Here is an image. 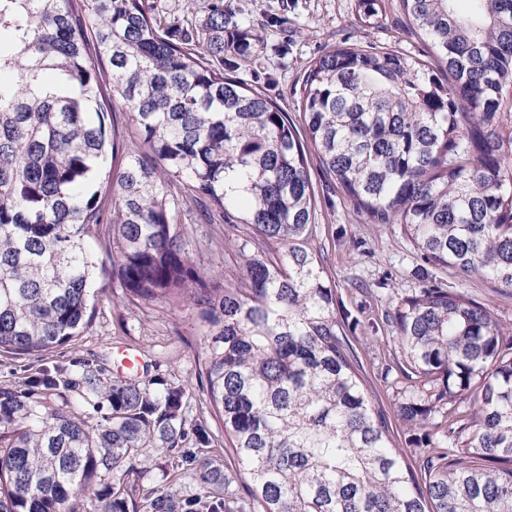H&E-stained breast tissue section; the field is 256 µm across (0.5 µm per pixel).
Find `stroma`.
<instances>
[{"mask_svg":"<svg viewBox=\"0 0 512 512\" xmlns=\"http://www.w3.org/2000/svg\"><path fill=\"white\" fill-rule=\"evenodd\" d=\"M224 6L234 12L241 29L261 37L252 55L238 60L235 77L263 90L295 120L300 117L295 90L307 67L336 45H389L417 57L423 53L420 39L404 20L399 0H385L383 19L372 28L360 25L355 0H224ZM308 171L316 199L313 245L323 257L343 308L361 321L351 343L368 398L374 407L390 413L395 445L404 450L410 465H417L420 433L392 414L410 382L387 374L403 358L387 315L406 297L442 283L483 303L510 328L512 290L486 279L427 268L402 225L370 223L317 165H309ZM94 293L91 320L75 341L37 360L0 357V385L21 381L34 365L62 377L84 360L109 370L118 353L128 352L139 356L141 368L156 367L181 380L193 397L189 417L199 418L206 393L199 375L204 330L197 309L187 306L172 311L163 304L128 303L119 283L108 276L99 279Z\"/></svg>","mask_w":512,"mask_h":512,"instance_id":"1","label":"stroma"}]
</instances>
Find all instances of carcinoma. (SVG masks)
Here are the masks:
<instances>
[{
  "mask_svg": "<svg viewBox=\"0 0 512 512\" xmlns=\"http://www.w3.org/2000/svg\"><path fill=\"white\" fill-rule=\"evenodd\" d=\"M400 0L432 61L338 45L300 86L303 131L228 74L256 39L224 0L197 22L148 0H0V353L42 357L88 324L111 264L133 304H192L208 324L202 374L224 430L187 419L186 386L90 362L0 386V512H512V330L439 285L396 310L397 416L425 431L415 475L372 407L336 289L311 247L324 174L374 224H400L430 267L512 289V0ZM366 27L383 0H356ZM125 107L142 152L117 155L105 116ZM241 274L198 263L213 231ZM112 237L109 261L88 243ZM275 248V255L252 245ZM71 392L52 403L60 388ZM104 412L88 425L82 406ZM152 466L200 490L146 489Z\"/></svg>",
  "mask_w": 512,
  "mask_h": 512,
  "instance_id": "cac0c4a2",
  "label": "carcinoma"
}]
</instances>
